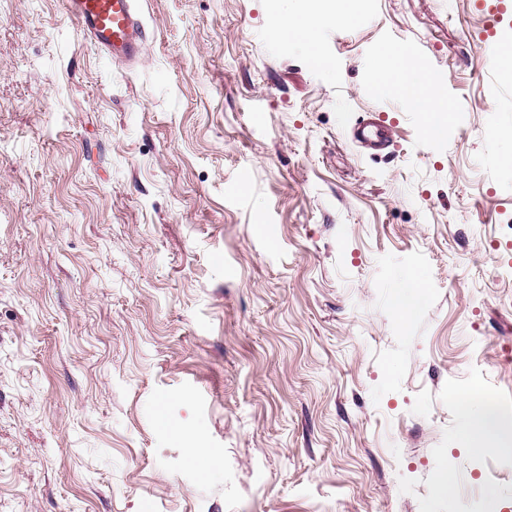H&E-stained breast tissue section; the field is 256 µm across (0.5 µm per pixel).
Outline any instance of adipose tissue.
Here are the masks:
<instances>
[{
  "mask_svg": "<svg viewBox=\"0 0 512 512\" xmlns=\"http://www.w3.org/2000/svg\"><path fill=\"white\" fill-rule=\"evenodd\" d=\"M319 17H285L275 26L279 39L294 41L306 46L313 62L320 67L327 61L316 51V28ZM372 86L378 91H392L413 104L421 112L429 136L437 137L450 119L445 98L435 96L425 89L424 78L407 52L392 47L382 48L378 64L373 71Z\"/></svg>",
  "mask_w": 512,
  "mask_h": 512,
  "instance_id": "obj_1",
  "label": "adipose tissue"
}]
</instances>
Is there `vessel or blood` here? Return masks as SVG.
I'll list each match as a JSON object with an SVG mask.
<instances>
[{"label": "vessel or blood", "instance_id": "vessel-or-blood-1", "mask_svg": "<svg viewBox=\"0 0 512 512\" xmlns=\"http://www.w3.org/2000/svg\"><path fill=\"white\" fill-rule=\"evenodd\" d=\"M65 13L83 39L97 45L112 62L135 64L142 57L148 33L138 0H64ZM391 129L379 113L358 120L354 142L375 148L390 140Z\"/></svg>", "mask_w": 512, "mask_h": 512}]
</instances>
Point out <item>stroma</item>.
Returning a JSON list of instances; mask_svg holds the SVG:
<instances>
[{
	"instance_id": "obj_1",
	"label": "stroma",
	"mask_w": 512,
	"mask_h": 512,
	"mask_svg": "<svg viewBox=\"0 0 512 512\" xmlns=\"http://www.w3.org/2000/svg\"><path fill=\"white\" fill-rule=\"evenodd\" d=\"M306 4L142 0L127 67L0 0V512H512V434L457 444L512 410V69L473 0H362L324 69L274 36ZM426 81L407 52L383 47L373 71L372 86L377 91H392L413 104L421 112L426 132L439 137L450 120L447 99L425 89ZM391 129L380 113H368L358 120L351 131L354 142L364 148H376L390 140ZM403 291L397 300V304L404 321L410 319L417 313L424 300V292L422 283L417 278H411L402 286ZM506 426L505 419L494 412H488L481 416L469 415L463 423L460 437L467 443L484 445L497 437Z\"/></svg>"
}]
</instances>
